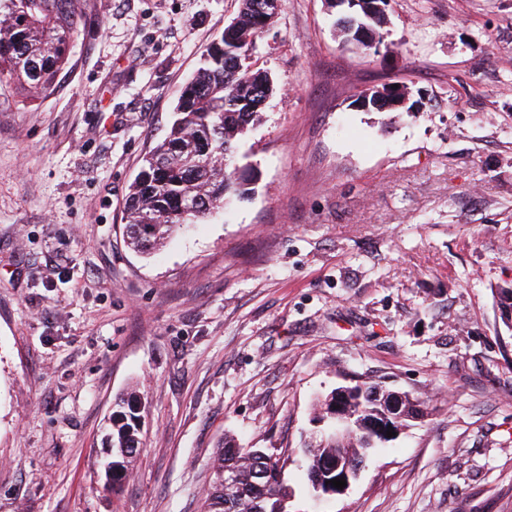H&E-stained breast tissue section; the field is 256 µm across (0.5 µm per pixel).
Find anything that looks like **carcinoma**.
Wrapping results in <instances>:
<instances>
[{"instance_id":"obj_1","label":"carcinoma","mask_w":512,"mask_h":512,"mask_svg":"<svg viewBox=\"0 0 512 512\" xmlns=\"http://www.w3.org/2000/svg\"><path fill=\"white\" fill-rule=\"evenodd\" d=\"M276 14L267 0H241L238 28L221 35L207 48L201 66L180 90L175 119L167 136L145 157L132 185L126 207V236L141 253L161 245L174 232L213 214L231 198L242 199L253 177L240 171L238 144L248 127L260 117L274 92L266 70L252 65L251 55L260 34ZM0 87L13 86L28 100L49 93L68 62L73 31L80 21L79 0H0ZM383 14H370L355 0L337 22L342 42L364 50L371 47L354 38L358 30L382 36ZM388 82L363 90L362 108L375 112L417 111L421 101L392 107L393 85ZM400 87L404 83L396 84ZM199 200L193 212L187 200ZM140 412L135 399L123 396L112 413L107 437L112 448V486L126 479L128 458L123 449L137 448ZM336 442L319 449L307 465L303 481L319 475L320 461L329 457ZM253 452L227 441L218 448L215 480L205 497V512H277L288 497V486H254L246 461ZM236 469L234 483L224 484V464Z\"/></svg>"}]
</instances>
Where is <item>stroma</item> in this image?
Masks as SVG:
<instances>
[{
    "instance_id": "1",
    "label": "stroma",
    "mask_w": 512,
    "mask_h": 512,
    "mask_svg": "<svg viewBox=\"0 0 512 512\" xmlns=\"http://www.w3.org/2000/svg\"><path fill=\"white\" fill-rule=\"evenodd\" d=\"M239 7L79 0L52 92L0 90V512H203L229 437L279 454L288 512H512V0H390L376 52L284 0L252 53L276 90L239 146L249 195L134 252L129 188ZM392 80L419 111L357 107ZM358 377L428 414L313 500V399ZM115 406L116 410L112 413V429L107 437L112 463L105 466L106 480L112 483L113 490L125 481L128 471L126 463L131 457L124 458L123 449H140V412L136 400L131 396L119 397Z\"/></svg>"
}]
</instances>
